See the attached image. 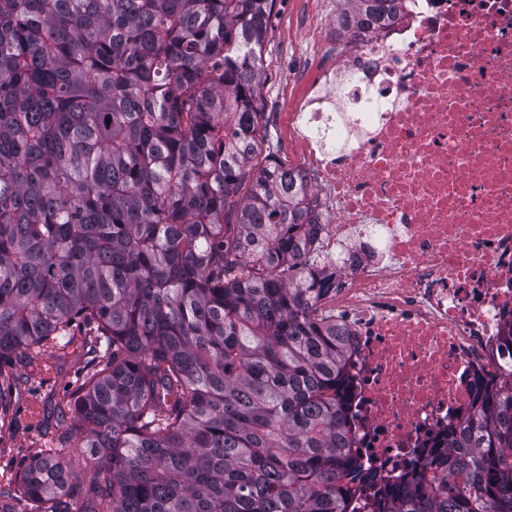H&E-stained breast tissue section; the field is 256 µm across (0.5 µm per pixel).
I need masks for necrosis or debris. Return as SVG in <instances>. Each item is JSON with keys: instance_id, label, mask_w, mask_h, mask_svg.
Segmentation results:
<instances>
[{"instance_id": "necrosis-or-debris-1", "label": "necrosis or debris", "mask_w": 512, "mask_h": 512, "mask_svg": "<svg viewBox=\"0 0 512 512\" xmlns=\"http://www.w3.org/2000/svg\"><path fill=\"white\" fill-rule=\"evenodd\" d=\"M324 29L288 114L363 471L392 488L512 380V0H397Z\"/></svg>"}]
</instances>
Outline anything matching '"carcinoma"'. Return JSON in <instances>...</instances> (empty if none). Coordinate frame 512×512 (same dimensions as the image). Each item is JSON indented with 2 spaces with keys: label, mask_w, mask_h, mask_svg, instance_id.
I'll list each match as a JSON object with an SVG mask.
<instances>
[{
  "label": "carcinoma",
  "mask_w": 512,
  "mask_h": 512,
  "mask_svg": "<svg viewBox=\"0 0 512 512\" xmlns=\"http://www.w3.org/2000/svg\"><path fill=\"white\" fill-rule=\"evenodd\" d=\"M274 6L0 0V378L88 356L75 425L17 475L38 512H351L308 185L253 165ZM373 512H512V394Z\"/></svg>",
  "instance_id": "1"
}]
</instances>
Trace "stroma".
<instances>
[{
    "label": "stroma",
    "instance_id": "stroma-1",
    "mask_svg": "<svg viewBox=\"0 0 512 512\" xmlns=\"http://www.w3.org/2000/svg\"><path fill=\"white\" fill-rule=\"evenodd\" d=\"M332 17L328 0H276L263 51L264 85L256 102L262 114L256 163L268 152L291 161L287 110L301 95L299 73L309 64L321 26ZM84 360L74 354L18 362L22 382L9 387V410L0 421V486L14 484L18 471L58 434L56 405L76 387Z\"/></svg>",
    "mask_w": 512,
    "mask_h": 512
}]
</instances>
